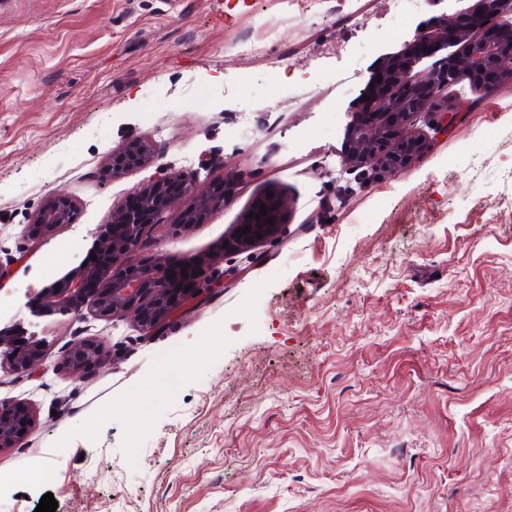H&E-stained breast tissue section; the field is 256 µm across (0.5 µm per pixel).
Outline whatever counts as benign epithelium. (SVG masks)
I'll list each match as a JSON object with an SVG mask.
<instances>
[{
  "label": "benign epithelium",
  "mask_w": 512,
  "mask_h": 512,
  "mask_svg": "<svg viewBox=\"0 0 512 512\" xmlns=\"http://www.w3.org/2000/svg\"><path fill=\"white\" fill-rule=\"evenodd\" d=\"M512 11V0H477L475 17L467 30H461L457 15L443 18L439 28L418 33L411 54L429 53L441 40L453 39L462 44L461 51L443 68L425 80L414 78L400 60L383 73L382 81L373 82L369 99L362 101L359 119L350 137L345 164L379 170L403 171L424 150L426 140L416 134L410 119L419 112L434 114L432 131L447 132L458 120L470 100L458 98L440 103L438 91L456 83L465 75L471 93L479 95L494 87L505 76L512 77V26L498 21ZM150 145L134 141L114 150L108 158V170L114 176L143 168L150 163ZM229 185L225 181L199 186L176 173H163L142 184L136 194L139 205L121 206L112 211L105 232L97 239L96 260L74 275H66L45 289L41 306L46 312L83 314L92 309L95 316L132 319L146 335L158 328L176 311L196 299L204 290L198 283L197 264L159 254L149 265L123 266L128 254L144 246L147 226L159 224L172 211H179L180 224L186 230L203 223L224 206ZM266 215L254 208V217L240 229L250 232L237 235L228 248L239 249L248 240L271 236L280 214L278 198L265 197ZM73 202L61 194H50L35 214L32 228L45 237L74 222ZM273 222L266 223L267 219ZM102 360L100 344L81 340L71 346L60 363L65 375L76 380ZM44 353L40 342L5 340L0 337V368L14 373H34L42 368ZM36 426L33 407L24 401L0 400V448H11Z\"/></svg>",
  "instance_id": "1"
}]
</instances>
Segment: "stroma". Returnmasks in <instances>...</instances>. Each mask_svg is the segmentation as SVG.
<instances>
[{
    "label": "stroma",
    "instance_id": "35a3bbf8",
    "mask_svg": "<svg viewBox=\"0 0 512 512\" xmlns=\"http://www.w3.org/2000/svg\"><path fill=\"white\" fill-rule=\"evenodd\" d=\"M474 3L0 0V329L46 351L0 369L37 414L0 449V512H512V78L446 133L414 116L403 172L343 162L372 78ZM246 32L263 56H237ZM135 140L150 167L112 177ZM157 167L234 184L193 230L147 229L211 291L147 336L42 312ZM52 193L76 218L39 241ZM270 193L274 235L225 249ZM84 339L103 360L65 379ZM194 345L213 356L171 397L160 360Z\"/></svg>",
    "mask_w": 512,
    "mask_h": 512
}]
</instances>
